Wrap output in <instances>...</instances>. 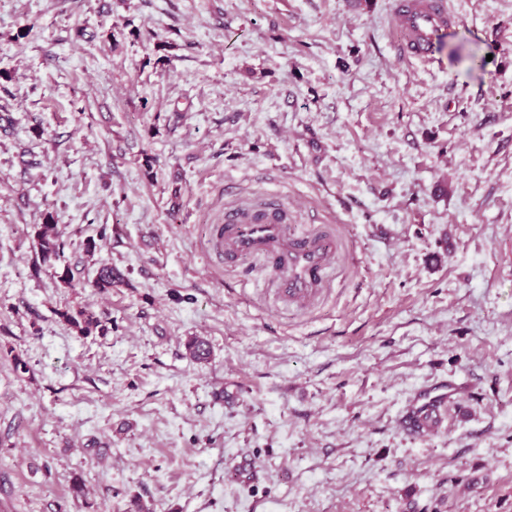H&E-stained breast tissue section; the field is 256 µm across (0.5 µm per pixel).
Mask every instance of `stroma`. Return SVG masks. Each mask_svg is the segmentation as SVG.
<instances>
[{"instance_id": "1", "label": "stroma", "mask_w": 512, "mask_h": 512, "mask_svg": "<svg viewBox=\"0 0 512 512\" xmlns=\"http://www.w3.org/2000/svg\"><path fill=\"white\" fill-rule=\"evenodd\" d=\"M447 2L417 63L391 0H0V512H512V0ZM263 197L335 236L306 311L212 251ZM37 238L39 245V253L42 261L56 268L55 273L60 282L69 285L74 280V274L72 269L68 265L59 264L62 261V246L60 237L57 230V224H40L37 230ZM57 269L60 272H57ZM61 315L64 322L81 337L104 333L107 330L100 317L87 308L80 307L74 310H66ZM421 400L418 393L409 409L398 420L400 430L411 438L423 439L436 431L448 415V407L456 406L458 397L438 395Z\"/></svg>"}]
</instances>
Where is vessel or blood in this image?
<instances>
[{
	"label": "vessel or blood",
	"instance_id": "obj_1",
	"mask_svg": "<svg viewBox=\"0 0 512 512\" xmlns=\"http://www.w3.org/2000/svg\"><path fill=\"white\" fill-rule=\"evenodd\" d=\"M391 14L404 32L395 46L397 57L404 61L430 60L438 37L459 23L447 0H392ZM287 218L288 208L283 204L260 202L225 208L214 246L225 261L253 259L273 270L277 298L302 307L322 292L335 268V248L314 232L286 235ZM455 403V397L446 395L412 402L398 426L406 436L425 438L441 426L449 406Z\"/></svg>",
	"mask_w": 512,
	"mask_h": 512
}]
</instances>
